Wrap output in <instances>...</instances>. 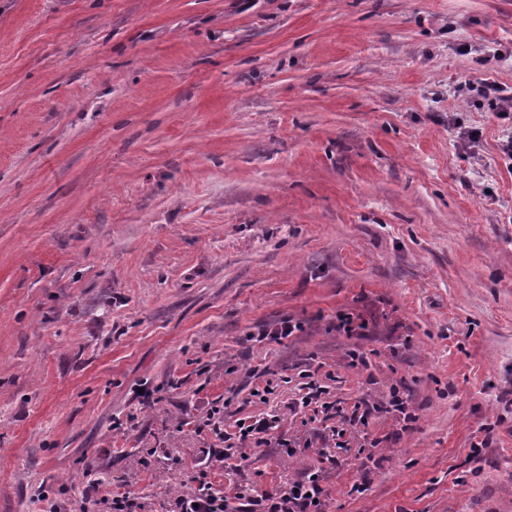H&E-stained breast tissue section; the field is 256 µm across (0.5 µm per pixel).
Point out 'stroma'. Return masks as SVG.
Wrapping results in <instances>:
<instances>
[{
  "label": "stroma",
  "mask_w": 512,
  "mask_h": 512,
  "mask_svg": "<svg viewBox=\"0 0 512 512\" xmlns=\"http://www.w3.org/2000/svg\"><path fill=\"white\" fill-rule=\"evenodd\" d=\"M484 76L512 88V0H0V512L309 468L330 512H512L507 126L458 93ZM395 388L415 421L336 447ZM215 402L312 446L200 467Z\"/></svg>",
  "instance_id": "stroma-1"
}]
</instances>
